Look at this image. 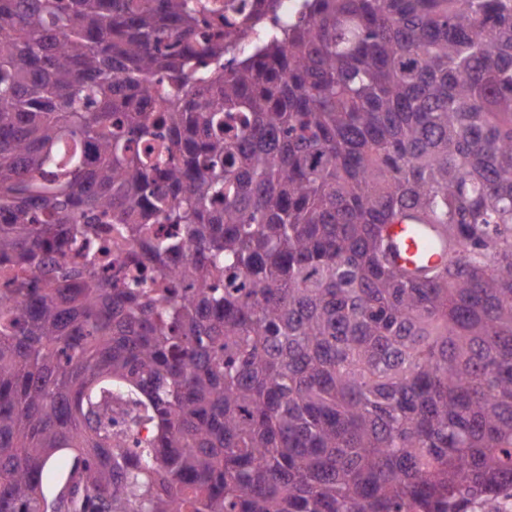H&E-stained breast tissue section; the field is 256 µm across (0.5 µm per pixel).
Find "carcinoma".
<instances>
[{"mask_svg":"<svg viewBox=\"0 0 512 512\" xmlns=\"http://www.w3.org/2000/svg\"><path fill=\"white\" fill-rule=\"evenodd\" d=\"M303 2L0 0V512L512 493V0ZM389 240V257L399 267L415 271L420 266L424 251L428 252L427 262L433 265L440 260L436 249L448 254V237L445 238L437 224H389L385 229ZM75 453L63 450L56 453L51 465L45 472V488L49 499H52L64 486L73 465Z\"/></svg>","mask_w":512,"mask_h":512,"instance_id":"carcinoma-1","label":"carcinoma"}]
</instances>
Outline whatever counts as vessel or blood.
I'll list each match as a JSON object with an SVG mask.
<instances>
[{"label": "vessel or blood", "mask_w": 512, "mask_h": 512, "mask_svg": "<svg viewBox=\"0 0 512 512\" xmlns=\"http://www.w3.org/2000/svg\"><path fill=\"white\" fill-rule=\"evenodd\" d=\"M385 233L389 240L390 259L410 271L417 270L424 258L429 263H437L441 251L448 248L447 238L434 224H391Z\"/></svg>", "instance_id": "obj_1"}]
</instances>
